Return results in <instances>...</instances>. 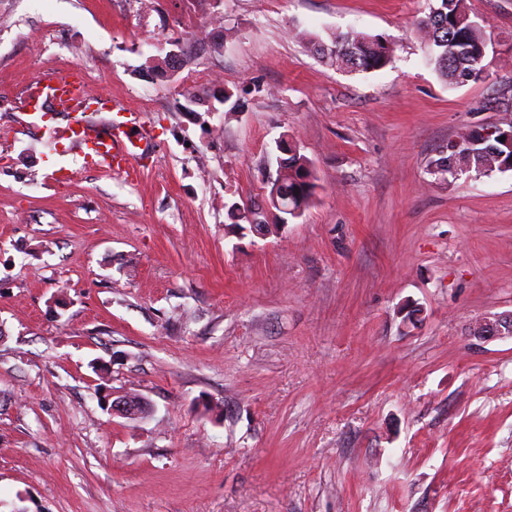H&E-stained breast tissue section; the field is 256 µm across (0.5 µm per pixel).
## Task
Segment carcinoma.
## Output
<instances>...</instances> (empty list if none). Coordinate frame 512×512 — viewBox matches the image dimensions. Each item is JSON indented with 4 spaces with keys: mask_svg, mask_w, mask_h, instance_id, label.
Wrapping results in <instances>:
<instances>
[{
    "mask_svg": "<svg viewBox=\"0 0 512 512\" xmlns=\"http://www.w3.org/2000/svg\"><path fill=\"white\" fill-rule=\"evenodd\" d=\"M415 33L424 44L428 62L445 82L457 85L483 79L488 42L484 27L471 18L465 0H435L429 4L427 15L416 21ZM312 48L337 65L363 72L382 70L393 60L391 41L383 35L350 31L334 36L329 45L314 42ZM479 131L478 127L465 130L459 136L460 147L449 144L447 152L431 161L433 173L442 179L454 176L456 171L483 173L489 156ZM498 153L496 171L512 170V140L498 143ZM267 185L268 195L275 191L285 195L282 204L270 203L278 222L284 225L288 218L301 216L310 206L316 195L317 176L311 162L296 149L277 166L275 177Z\"/></svg>",
    "mask_w": 512,
    "mask_h": 512,
    "instance_id": "carcinoma-1",
    "label": "carcinoma"
}]
</instances>
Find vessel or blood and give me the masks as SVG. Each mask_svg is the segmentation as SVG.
<instances>
[{
	"label": "vessel or blood",
	"instance_id": "vessel-or-blood-1",
	"mask_svg": "<svg viewBox=\"0 0 512 512\" xmlns=\"http://www.w3.org/2000/svg\"><path fill=\"white\" fill-rule=\"evenodd\" d=\"M78 85L77 71L45 70L21 94L18 109L23 114L33 109L35 94L41 87H49L57 104L69 112L67 125L51 133L55 143H67L70 149L107 173L137 164L140 159L137 147L151 137L141 113L103 96L97 102V109L104 112L105 118L93 120L78 92Z\"/></svg>",
	"mask_w": 512,
	"mask_h": 512
}]
</instances>
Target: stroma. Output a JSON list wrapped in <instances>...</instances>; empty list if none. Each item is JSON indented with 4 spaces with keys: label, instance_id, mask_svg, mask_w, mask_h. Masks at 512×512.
Masks as SVG:
<instances>
[{
    "label": "stroma",
    "instance_id": "1",
    "mask_svg": "<svg viewBox=\"0 0 512 512\" xmlns=\"http://www.w3.org/2000/svg\"><path fill=\"white\" fill-rule=\"evenodd\" d=\"M467 3L487 76L450 85L428 0H0V512H512V340L467 335L512 311V171H430L512 124V0ZM352 29L393 64L312 52ZM76 37L152 132L135 172L54 154L66 113L20 120ZM283 136L318 189L277 228ZM482 129L474 127L465 130L458 137L462 141L460 147H456L455 142L448 144V153L442 151L439 158L431 161L433 173L442 179H447V175L456 178L455 171L482 174L490 161L486 153L487 144L481 143L479 139V131ZM112 399V403L110 404V400ZM135 403L138 411L143 414V416L139 417L144 418L150 412L149 403L140 395L130 394V399L125 396V394H120L117 392H109L105 393L102 396V403L105 407H110L113 413H118L126 417H130L132 415L133 409L131 405V401ZM110 404V405H109ZM133 418V419H139Z\"/></svg>",
    "mask_w": 512,
    "mask_h": 512
}]
</instances>
